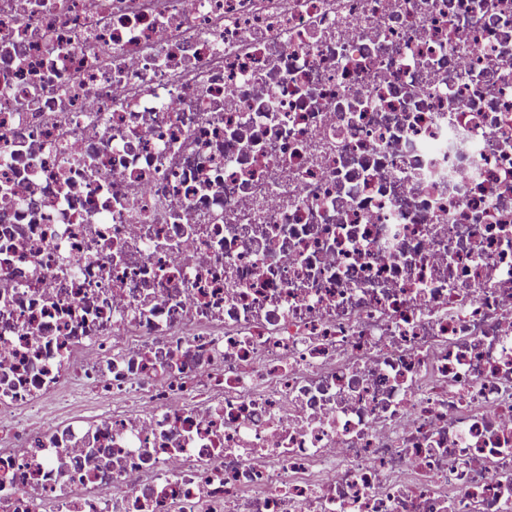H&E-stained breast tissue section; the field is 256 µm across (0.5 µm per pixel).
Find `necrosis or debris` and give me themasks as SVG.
Instances as JSON below:
<instances>
[{
	"mask_svg": "<svg viewBox=\"0 0 512 512\" xmlns=\"http://www.w3.org/2000/svg\"><path fill=\"white\" fill-rule=\"evenodd\" d=\"M0 0V512H512V0Z\"/></svg>",
	"mask_w": 512,
	"mask_h": 512,
	"instance_id": "obj_1",
	"label": "necrosis or debris"
}]
</instances>
